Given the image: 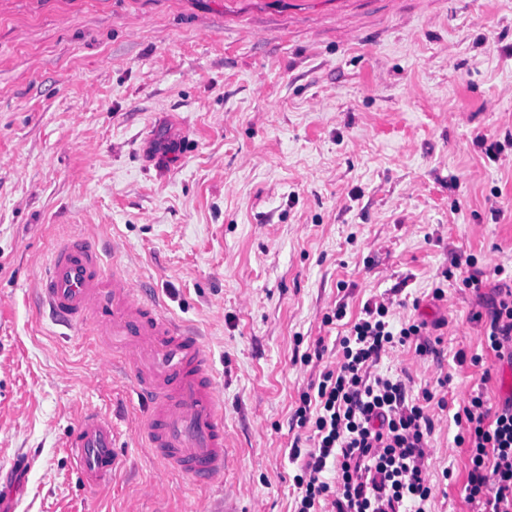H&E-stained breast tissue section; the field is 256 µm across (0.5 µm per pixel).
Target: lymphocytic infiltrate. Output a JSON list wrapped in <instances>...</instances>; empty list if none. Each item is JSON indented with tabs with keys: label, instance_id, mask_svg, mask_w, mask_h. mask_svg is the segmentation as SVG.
<instances>
[{
	"label": "lymphocytic infiltrate",
	"instance_id": "f902f5d3",
	"mask_svg": "<svg viewBox=\"0 0 512 512\" xmlns=\"http://www.w3.org/2000/svg\"><path fill=\"white\" fill-rule=\"evenodd\" d=\"M426 328L422 320L394 324L388 306L375 302L340 337L337 364L321 373L316 393H302L293 415L311 441L290 452L299 462L294 512H321L325 503L330 512H427L432 423L425 406L434 395L410 400L401 381L371 372L390 348L411 342L430 352ZM485 344L512 364V287L497 293ZM454 421L468 453L466 501L476 512H512V396L494 409L482 394L470 395Z\"/></svg>",
	"mask_w": 512,
	"mask_h": 512
}]
</instances>
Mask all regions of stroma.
Wrapping results in <instances>:
<instances>
[{
    "mask_svg": "<svg viewBox=\"0 0 512 512\" xmlns=\"http://www.w3.org/2000/svg\"><path fill=\"white\" fill-rule=\"evenodd\" d=\"M80 235L209 352L223 484L163 475L132 376L39 306L48 251ZM499 267L512 0H0V512H294L299 398L379 301L437 340L375 366L437 398L427 510L471 512L454 415L505 398ZM88 407L122 430L96 491L66 448ZM489 316L484 334L486 348L499 360L506 358L512 365V286L498 288Z\"/></svg>",
    "mask_w": 512,
    "mask_h": 512,
    "instance_id": "1",
    "label": "stroma"
}]
</instances>
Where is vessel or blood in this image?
Wrapping results in <instances>:
<instances>
[{
	"mask_svg": "<svg viewBox=\"0 0 512 512\" xmlns=\"http://www.w3.org/2000/svg\"><path fill=\"white\" fill-rule=\"evenodd\" d=\"M130 273H106L86 237L57 246L39 280L38 295L55 323L91 325L112 339V356L135 378L148 404L143 430L153 454L205 483L224 477L223 388L210 355L190 331L141 301ZM118 428L95 408L81 414L67 448L89 487L112 480Z\"/></svg>",
	"mask_w": 512,
	"mask_h": 512,
	"instance_id": "vessel-or-blood-1",
	"label": "vessel or blood"
}]
</instances>
